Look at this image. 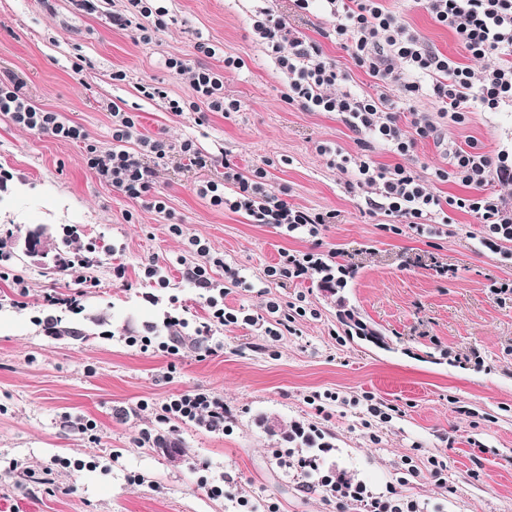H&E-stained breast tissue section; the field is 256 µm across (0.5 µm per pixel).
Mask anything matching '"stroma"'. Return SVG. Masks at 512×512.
<instances>
[{
    "instance_id": "35a3bbf8",
    "label": "stroma",
    "mask_w": 512,
    "mask_h": 512,
    "mask_svg": "<svg viewBox=\"0 0 512 512\" xmlns=\"http://www.w3.org/2000/svg\"><path fill=\"white\" fill-rule=\"evenodd\" d=\"M118 0L88 11L79 0H0V74L24 84L39 107L62 113L103 147L112 144L107 103L137 113L143 133L172 141L193 139L211 154L232 152L242 169L266 166L267 182L288 190L290 203L334 209L337 223L318 238H292L283 229L249 223L246 216L210 205L197 187L216 170L186 169L170 161L158 171L167 212L145 208L100 182L79 144L15 126L0 114V168L11 179L0 189V237L23 288L0 281V498L32 512H234L208 488L234 481L237 495L262 499L277 512H333L304 478L282 467L274 450L296 422L318 427L332 446L325 468L346 472L375 492L399 477L402 460L418 471L401 491L426 512H512V301L501 303L492 285L512 283V259L479 244L480 226L457 211L449 234L426 238L412 230H384L363 196L344 190L346 176L330 168L319 145L359 149L357 136L334 114L306 112L281 99L285 77L251 29L261 0H167V25L139 41L136 30L112 25ZM427 45L456 61L464 56L453 33L435 24L413 0H387ZM223 48L209 64L224 73V92L242 110L231 118L211 112L172 115L168 99L189 100L188 77L169 72L170 55L192 53L197 38ZM90 60L72 68L75 54ZM241 59L238 69L226 57ZM124 71L118 81L112 74ZM166 90L149 100L143 83ZM444 138L417 145L421 176L431 189L461 195L463 187L434 180L447 166L448 144L475 141L489 154L512 152V108L473 112L468 123L444 126ZM180 225L173 234L171 225ZM45 227L47 262L21 248L26 233ZM237 267L246 286L224 298L238 312L263 315L268 301L305 309L295 333L260 336L235 324L215 333L224 347L199 357L195 328L206 315L201 289L187 281L175 258L191 255L192 240ZM340 249L355 266L345 288L319 277L261 287L264 270L282 250ZM88 256L92 288L79 289L63 259ZM157 262L171 286L142 297L143 267ZM123 263L125 280L112 276ZM448 276H436V265ZM76 296L78 306L46 307L49 292ZM24 306H17V299ZM58 320L47 328V317ZM185 325L180 352H141L127 337L167 340L163 321ZM362 321L383 338L357 337ZM479 362H472L470 354ZM223 396L225 432L182 424L170 448L154 409L192 387ZM333 392L323 412L308 396ZM393 406L389 421L370 416L367 397ZM274 419L268 433L262 418ZM97 424L98 441L80 430ZM448 461V485L428 476L430 457ZM82 461V469L62 460ZM48 485H41V477Z\"/></svg>"
}]
</instances>
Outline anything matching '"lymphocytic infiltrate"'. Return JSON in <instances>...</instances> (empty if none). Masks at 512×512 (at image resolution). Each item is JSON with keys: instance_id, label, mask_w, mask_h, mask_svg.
<instances>
[{"instance_id": "1", "label": "lymphocytic infiltrate", "mask_w": 512, "mask_h": 512, "mask_svg": "<svg viewBox=\"0 0 512 512\" xmlns=\"http://www.w3.org/2000/svg\"><path fill=\"white\" fill-rule=\"evenodd\" d=\"M327 25L321 39L336 42L357 68L374 80L375 91L355 96L345 91L349 75L315 41L293 32L285 16L264 8L252 17V30L265 44L278 68L287 78L282 97L287 104L308 112H331L359 134V154L338 147L320 146L329 167L349 176L348 194L365 191L372 209L380 210L393 223L409 225L417 234L436 235L441 225L451 223V211L473 215L481 226L479 243L492 253L512 259V203L491 191V184L512 183V156L506 152L489 155L477 143L451 151L450 168L433 172L436 181L454 182L468 188L465 196H448L431 191L416 169L419 140L438 138L441 120L466 124L472 112H496L512 106V0H415L438 25L449 28L468 57L457 62L432 50L420 34L405 24L384 0H320ZM193 57L171 56L167 69L188 76L195 94L192 101L168 99L166 91L152 84L140 85L144 98H165L173 115L184 110L232 114L241 101L226 97L224 75L209 64L220 49L209 42H197ZM474 60L485 61L482 72L471 69ZM433 100L437 111L422 112L421 100ZM112 146L104 149L90 141L85 130L56 111L34 105L13 78L0 80V113L31 131L79 142L85 146V163L98 179L127 197L141 200L145 207L163 213L165 196L156 186L157 168L166 160L179 159L182 166L204 169L222 164V179L207 181L200 193L215 207L245 213L250 223L285 228L289 235L316 236L321 226L337 223L336 210L315 211L290 204L288 191L266 182L263 167L245 171L230 159H217L189 139L173 143L140 131L136 113L110 103ZM398 156L391 166L377 164L370 156L375 147ZM196 262L178 257L185 277L205 291L207 317L196 328L205 355L220 350L213 335L221 327L235 323L256 326L257 317L227 311L225 289L209 273V249L198 245ZM352 268L345 263L325 261L323 254L281 251L279 261L265 269L272 281L347 276ZM224 400L206 389H194L168 398L156 408L163 422H192L210 432L224 429ZM317 486L337 512L349 507L361 512H419L416 501L403 500L397 488L377 495L366 484L343 474H326Z\"/></svg>"}]
</instances>
